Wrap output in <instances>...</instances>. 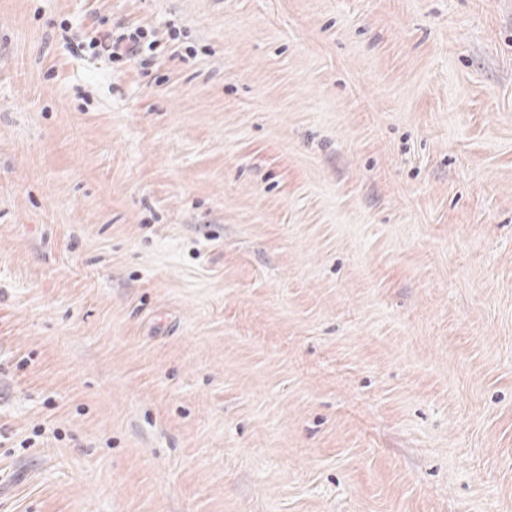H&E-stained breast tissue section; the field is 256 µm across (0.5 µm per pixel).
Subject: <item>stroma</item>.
Instances as JSON below:
<instances>
[{"mask_svg": "<svg viewBox=\"0 0 512 512\" xmlns=\"http://www.w3.org/2000/svg\"><path fill=\"white\" fill-rule=\"evenodd\" d=\"M0 512H512V0H0ZM146 37L145 31L138 27L119 33L107 31L92 39L89 46L112 61H130L139 58Z\"/></svg>", "mask_w": 512, "mask_h": 512, "instance_id": "1", "label": "stroma"}]
</instances>
